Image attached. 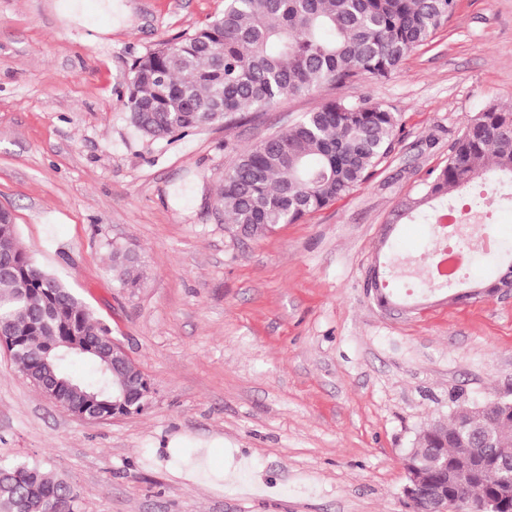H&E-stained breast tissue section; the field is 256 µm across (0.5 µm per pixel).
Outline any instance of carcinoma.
Returning a JSON list of instances; mask_svg holds the SVG:
<instances>
[{
    "mask_svg": "<svg viewBox=\"0 0 512 512\" xmlns=\"http://www.w3.org/2000/svg\"><path fill=\"white\" fill-rule=\"evenodd\" d=\"M457 0H225L224 13L205 27L179 35L135 59L124 105L136 130L176 139L251 109L342 86L362 77L386 79L454 15ZM401 131L398 113L366 100L338 97L260 144L235 152L216 193L224 223L247 238L294 224L366 183L392 151ZM489 171L512 177V107H486L455 141L445 166L429 172L414 207H433V228L457 209L475 210L498 197ZM467 197L454 193L463 188ZM112 273L121 287L140 286L143 269L131 251L112 247ZM0 328L14 337L11 358L54 404L80 395L112 398V369L130 377L137 364L108 346L109 330L57 278L36 267L17 240L12 216L0 209ZM96 365L91 379H76L70 360ZM448 419H434L415 434L402 458L425 492L448 494V468L474 460L479 472L463 495L473 512L495 497L512 464V399L471 404L453 400ZM0 512H79L64 480L36 466H0Z\"/></svg>",
    "mask_w": 512,
    "mask_h": 512,
    "instance_id": "carcinoma-1",
    "label": "carcinoma"
}]
</instances>
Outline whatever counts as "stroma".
Masks as SVG:
<instances>
[{"mask_svg":"<svg viewBox=\"0 0 512 512\" xmlns=\"http://www.w3.org/2000/svg\"><path fill=\"white\" fill-rule=\"evenodd\" d=\"M0 0V208L152 383L147 408L99 422L47 399L0 349V465L28 463L80 512H412L402 457L454 392L512 398V295L450 300L404 271L436 240L401 215L467 124L512 104V0H458L451 20L385 80L286 99L179 140L141 136L123 105L132 61L220 16L224 0ZM367 99L403 131L349 196L261 239L215 210L246 149L320 102ZM392 232H385V225ZM139 254L117 287L113 244ZM399 255L389 301L366 288ZM224 477L202 479V449Z\"/></svg>","mask_w":512,"mask_h":512,"instance_id":"obj_1","label":"stroma"}]
</instances>
